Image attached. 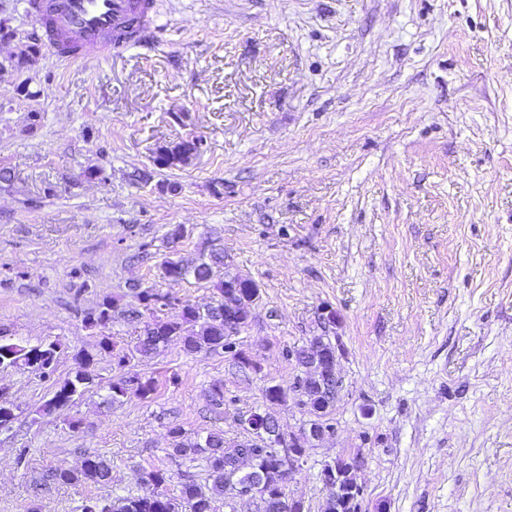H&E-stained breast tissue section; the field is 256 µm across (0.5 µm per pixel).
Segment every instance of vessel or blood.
Instances as JSON below:
<instances>
[{
    "label": "vessel or blood",
    "instance_id": "1",
    "mask_svg": "<svg viewBox=\"0 0 512 512\" xmlns=\"http://www.w3.org/2000/svg\"><path fill=\"white\" fill-rule=\"evenodd\" d=\"M40 38L64 62L90 64L145 43L152 0H26Z\"/></svg>",
    "mask_w": 512,
    "mask_h": 512
}]
</instances>
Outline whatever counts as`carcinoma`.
Segmentation results:
<instances>
[{
  "instance_id": "1",
  "label": "carcinoma",
  "mask_w": 512,
  "mask_h": 512,
  "mask_svg": "<svg viewBox=\"0 0 512 512\" xmlns=\"http://www.w3.org/2000/svg\"><path fill=\"white\" fill-rule=\"evenodd\" d=\"M195 148L191 140L182 141L173 147L162 146L157 150L153 163L159 168L171 167L189 158V151ZM164 275L168 278L181 280L188 277L198 282H211L218 294L216 303L200 309L188 302L182 305L181 321H162L155 319L147 324L135 345V352L141 356L156 353L160 347L168 344L172 338L182 340L184 348L189 352L200 350H228L231 342L224 334V250L212 249L203 254L197 261L189 264L181 259L166 257L162 261ZM158 295L152 288L141 291L138 304L122 311L132 321L142 318L144 313H153L151 298ZM118 307L110 299L103 300L97 308L85 316L86 326L97 331L99 351L112 356L116 367L121 369L128 360V355L115 349L106 334ZM58 345L49 343L40 346H23L17 343L0 342V369H23L42 371L46 362L57 359ZM90 377L83 370L65 379L54 396L44 405L43 411L50 414L65 406L76 395L82 394ZM156 390L155 382L137 373L120 375L108 386L107 400L121 403L123 399L135 396L141 400L150 398ZM303 405L308 413L319 410L330 413L334 400L316 384L309 383L303 388ZM277 426V419L269 412L265 413V423L252 425L253 437L239 443L235 448H224V434L211 431L204 437L194 439L185 436L181 429L171 430L174 446L172 455L187 457L201 455L205 458L210 483L202 486L192 480L179 484V495L169 493L168 485L173 476L164 469H156L146 473L144 482L146 491L137 496L118 498L110 505H102L100 501L90 499L82 505L81 512H214V503L225 495L239 489L240 493L248 492L252 487V479L259 477L263 488L260 495L259 512H281L282 498L286 497L282 462L272 455L271 448L279 444V439L272 436ZM54 478L62 483H78L92 481L105 485L111 478V466L100 454H86L77 471H60Z\"/></svg>"
}]
</instances>
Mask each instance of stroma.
<instances>
[{"label":"stroma","instance_id":"1","mask_svg":"<svg viewBox=\"0 0 512 512\" xmlns=\"http://www.w3.org/2000/svg\"><path fill=\"white\" fill-rule=\"evenodd\" d=\"M154 2L156 39L93 65L43 47L18 68L0 42V340L60 345L49 375L0 369V512H80L153 469L205 483L175 426L231 447L266 410L300 433L287 352L316 336L339 339L342 387L288 494L324 512L341 456L361 512H512V0ZM192 137L197 155L154 166ZM210 238L260 289L236 338L250 366L178 340L134 354L142 326L118 316L127 371L157 390L105 403L118 371L86 314L144 288L175 299L170 321L212 305V284L161 269ZM87 354L92 384L44 414ZM88 453L109 485L52 480ZM182 141L173 147L162 146L157 150L153 163L159 168L171 167L177 163L185 162L189 158V151L196 146L194 154L200 152L202 141L195 140ZM356 465H357L356 462L348 461L345 458L338 457V458H336V460L332 461V463L329 462L328 464H326L324 466L325 476L330 477V481H331V482H329L328 488L333 493H336V497L338 494H340L342 492L341 479L343 477V473L347 469L353 470L356 467ZM323 469L321 471V476H322ZM332 482H334L333 485H332Z\"/></svg>","mask_w":512,"mask_h":512}]
</instances>
